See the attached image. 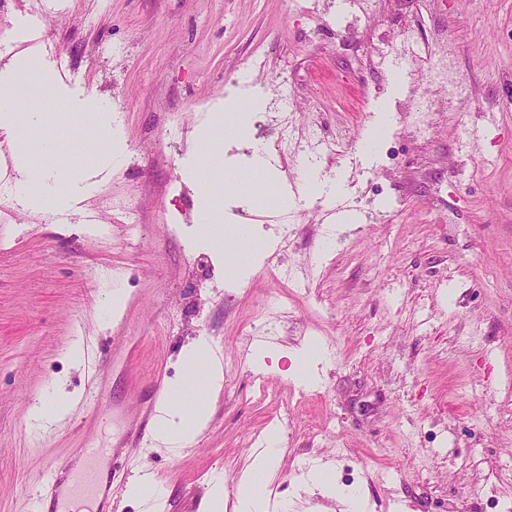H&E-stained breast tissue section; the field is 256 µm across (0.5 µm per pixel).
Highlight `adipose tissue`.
I'll list each match as a JSON object with an SVG mask.
<instances>
[{"mask_svg":"<svg viewBox=\"0 0 512 512\" xmlns=\"http://www.w3.org/2000/svg\"><path fill=\"white\" fill-rule=\"evenodd\" d=\"M56 80L52 71L36 65L10 61L0 67V125L8 128L15 139L27 138L31 130L46 122L43 93ZM241 109L240 100L232 99L225 112ZM77 111L102 131L103 148L91 159L79 154L65 158L55 138L43 137L37 145L43 159L38 166L28 162L27 149L12 152L17 172V200L24 207L37 211L51 199L60 209H77L79 203L94 191L97 178L111 175L112 162L121 155L124 145L112 125L108 101L99 95H88L80 102ZM225 112L213 114L203 139L190 144L185 178L191 184L201 185L224 159ZM198 221L201 225L196 236L198 243L212 253H223V203L208 193H200ZM156 410V435L162 439H192L209 417L208 406L202 400L190 405L180 399L167 398L158 401ZM279 456V447L273 446L255 457L249 479L239 491L240 512H265L266 496L261 488Z\"/></svg>","mask_w":512,"mask_h":512,"instance_id":"1","label":"adipose tissue"}]
</instances>
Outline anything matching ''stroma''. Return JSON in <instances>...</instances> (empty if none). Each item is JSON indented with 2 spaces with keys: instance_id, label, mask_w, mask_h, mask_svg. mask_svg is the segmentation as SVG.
Masks as SVG:
<instances>
[{
  "instance_id": "1",
  "label": "stroma",
  "mask_w": 512,
  "mask_h": 512,
  "mask_svg": "<svg viewBox=\"0 0 512 512\" xmlns=\"http://www.w3.org/2000/svg\"><path fill=\"white\" fill-rule=\"evenodd\" d=\"M0 25L25 34L6 58L48 64L69 89L45 100L65 152L101 144L71 111L93 87L127 148L79 212L20 214L0 198V512H43L58 488L49 466L74 465L79 448L116 459L106 512H146L126 493L144 472L156 512H203L216 478L235 512L254 444L273 429L268 512H342L300 475L316 465L338 483L352 475L364 512H493L512 499V0H5ZM409 35L389 170L366 164L359 142L393 68L374 49L402 50ZM446 53L447 81L417 79ZM244 71L282 82L295 123L336 139L344 154L323 168L346 190L298 223L267 221L233 204L254 190L238 151L209 181L225 199L233 275L189 235L198 196L183 159ZM458 81L466 112L449 97ZM418 93L441 104L424 136L409 117ZM122 200L138 223L115 210ZM439 212L454 223H434ZM241 222L263 234L262 251L235 235ZM283 263L308 286L286 313L272 309ZM117 289L124 307L106 327ZM267 310L279 329L265 336ZM77 335L79 367L66 356ZM199 338L223 369L220 389L202 379L210 419L192 446L160 443L158 393L183 382L181 353ZM310 344L318 379L300 382L290 356ZM55 388L75 408L31 427L30 407ZM326 423L336 442L318 435Z\"/></svg>"
}]
</instances>
